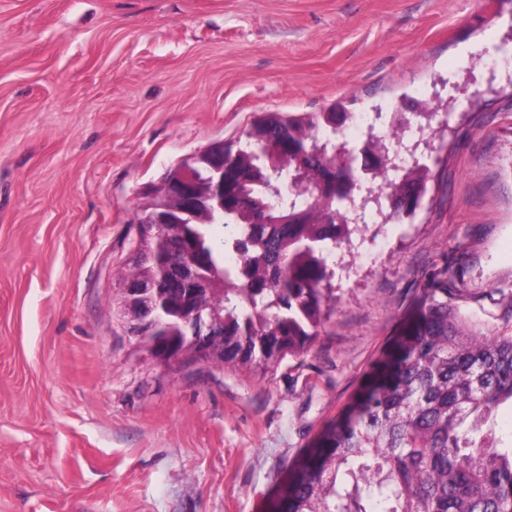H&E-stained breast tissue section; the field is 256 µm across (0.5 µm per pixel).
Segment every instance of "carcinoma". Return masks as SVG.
I'll return each instance as SVG.
<instances>
[{"mask_svg":"<svg viewBox=\"0 0 512 512\" xmlns=\"http://www.w3.org/2000/svg\"><path fill=\"white\" fill-rule=\"evenodd\" d=\"M346 112L256 118L224 144V213L206 224L148 225L128 277L154 280L161 237L208 275L224 318V363L265 369L311 346L336 309L329 257L349 239L336 199L312 198L334 176L350 180L336 132ZM382 181L365 196L382 223L401 218L382 199L417 202L428 168L405 167L370 132ZM172 311L185 285L159 282ZM512 406V336L479 332L448 307L447 271L430 278L391 351L320 434L282 490L280 512H512V439L493 416Z\"/></svg>","mask_w":512,"mask_h":512,"instance_id":"1","label":"carcinoma"}]
</instances>
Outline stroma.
<instances>
[{
	"mask_svg": "<svg viewBox=\"0 0 512 512\" xmlns=\"http://www.w3.org/2000/svg\"><path fill=\"white\" fill-rule=\"evenodd\" d=\"M418 102L427 193L308 351L148 356L118 312L145 187L266 112ZM443 269L512 336V0H0V512H277Z\"/></svg>",
	"mask_w": 512,
	"mask_h": 512,
	"instance_id": "1",
	"label": "stroma"
}]
</instances>
